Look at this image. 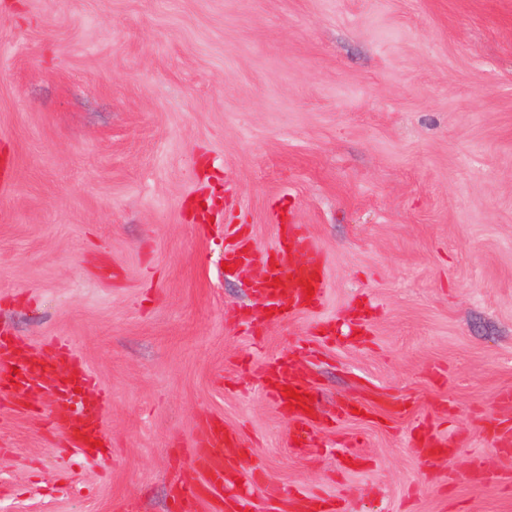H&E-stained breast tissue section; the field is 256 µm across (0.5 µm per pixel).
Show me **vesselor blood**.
<instances>
[{
	"label": "vessel or blood",
	"mask_w": 512,
	"mask_h": 512,
	"mask_svg": "<svg viewBox=\"0 0 512 512\" xmlns=\"http://www.w3.org/2000/svg\"><path fill=\"white\" fill-rule=\"evenodd\" d=\"M224 260L231 273L252 274L253 304L244 318L249 335L260 336L271 319H286L300 311L319 310L325 301L327 280L325 261L317 244L300 224L279 220L277 244L273 249L260 248L249 225L228 224L224 227ZM313 295H306V287ZM49 371L31 368L26 345L12 336H0V392L18 397L20 392L49 383L50 407L39 409L42 422L60 431L70 448L98 458L100 443L105 439L103 401L93 393L95 381L83 360L69 346L52 341L47 354ZM265 389L289 422L304 431L322 424L317 401L311 400L313 387L302 368L293 360L265 361L260 365ZM83 392L81 402H73L72 386ZM295 388L299 401L288 402L286 388ZM205 456L201 462V484L183 482L176 489L182 512H198L201 503H226L228 486L247 480L249 486L266 481L262 466H254L250 477H242L237 462L252 448L237 431L216 423L209 427L202 441ZM298 512H341V501H326L323 496H300Z\"/></svg>",
	"instance_id": "vessel-or-blood-1"
}]
</instances>
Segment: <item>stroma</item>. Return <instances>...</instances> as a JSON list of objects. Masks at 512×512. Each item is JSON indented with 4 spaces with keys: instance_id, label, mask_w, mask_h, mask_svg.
Instances as JSON below:
<instances>
[{
    "instance_id": "35a3bbf8",
    "label": "stroma",
    "mask_w": 512,
    "mask_h": 512,
    "mask_svg": "<svg viewBox=\"0 0 512 512\" xmlns=\"http://www.w3.org/2000/svg\"><path fill=\"white\" fill-rule=\"evenodd\" d=\"M0 332L66 340L107 405L104 461L0 405V512H176L211 419L256 450L251 503L512 512V0H0ZM223 190L199 223L189 208ZM287 198L326 260L320 310L243 334L224 224L276 243ZM370 339L302 364L325 416L303 449L244 354L320 320ZM431 424L454 452L410 448ZM361 440L357 469L336 445ZM296 505V511H323V512H339L344 510L343 504L340 500H331L328 502L320 495H300Z\"/></svg>"
}]
</instances>
